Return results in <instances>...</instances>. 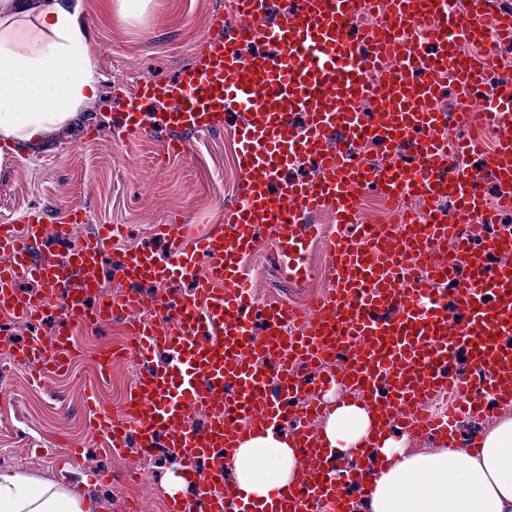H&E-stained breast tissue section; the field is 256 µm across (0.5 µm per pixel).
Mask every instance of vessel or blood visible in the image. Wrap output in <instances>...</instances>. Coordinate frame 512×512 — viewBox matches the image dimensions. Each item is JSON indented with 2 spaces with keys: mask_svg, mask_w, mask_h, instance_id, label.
<instances>
[{
  "mask_svg": "<svg viewBox=\"0 0 512 512\" xmlns=\"http://www.w3.org/2000/svg\"><path fill=\"white\" fill-rule=\"evenodd\" d=\"M280 23L267 25V0H234V23L210 19L212 36L199 40L198 59L176 81L128 87L114 137L161 132L159 156H187V137L224 130L237 115L236 161L242 198L226 206L222 223L194 231L174 219L153 227L148 243L128 249L115 269L128 291L107 293L100 261L125 232L100 224L81 249L35 253L41 219L0 223V314L39 325L54 317L53 335L22 344L0 339L12 368L31 382L65 373L77 347L76 329L123 318L132 354L141 359L120 411L104 409L97 390L111 376L115 350L98 356L95 387L86 395L89 430L102 447L119 452L137 439L143 453L166 445L185 464V491L167 496V512H253L217 456L236 448L245 432L294 423L298 482L272 497L267 512H349L348 488L365 491L384 437L435 438L455 443L457 425L512 404V229L486 243L469 224H495L484 180L512 204V82L502 80L498 44L512 41V14L493 0H375L365 24L360 0H293ZM252 47L245 58L243 47ZM455 82L472 120L499 137L485 170L459 163L481 152L472 139L449 142L438 108ZM370 111H363V103ZM375 145L387 164L368 161ZM315 179H287L297 162ZM400 204L395 223L366 224L365 195ZM455 203L454 212L440 206ZM332 216L335 228L310 223ZM320 238L332 286L313 302L297 334L286 304L257 303L245 261L261 242L288 259L296 283L309 276L303 239ZM449 247L434 260L436 246ZM191 281L175 299L143 297L132 284ZM37 280L43 293L22 292ZM455 285L447 295L446 285ZM262 331H255V320ZM465 354L471 373L461 372ZM164 366H155L156 356ZM359 397L379 415L373 440L351 449L343 482L326 476L334 461L314 422L324 392ZM446 393L443 412L430 400ZM206 420L196 424L194 414Z\"/></svg>",
  "mask_w": 512,
  "mask_h": 512,
  "instance_id": "1",
  "label": "vessel or blood"
}]
</instances>
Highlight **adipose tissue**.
<instances>
[{
	"label": "adipose tissue",
	"instance_id": "obj_1",
	"mask_svg": "<svg viewBox=\"0 0 512 512\" xmlns=\"http://www.w3.org/2000/svg\"><path fill=\"white\" fill-rule=\"evenodd\" d=\"M99 47L89 35L85 0H0V142L26 150L69 126L95 99ZM319 424L326 445L345 456L369 436L374 419L363 402L327 393ZM358 512H512V408L497 412L477 452L412 448L408 436L386 438ZM244 500L268 502L294 483L298 455L286 432L247 433L226 456ZM69 486L0 471V512H94Z\"/></svg>",
	"mask_w": 512,
	"mask_h": 512
}]
</instances>
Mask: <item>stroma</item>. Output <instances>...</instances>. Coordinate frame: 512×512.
<instances>
[{
	"label": "stroma",
	"mask_w": 512,
	"mask_h": 512,
	"mask_svg": "<svg viewBox=\"0 0 512 512\" xmlns=\"http://www.w3.org/2000/svg\"><path fill=\"white\" fill-rule=\"evenodd\" d=\"M90 35L101 47L103 79L94 103L85 107L73 127L34 144L0 167V222L26 223L40 214L46 224L61 221L70 211L86 210L88 221L76 225L72 245L84 243L98 224H125L132 233L106 257L116 264L125 249L146 241L150 227L175 213L191 222L220 223L225 203L241 194L242 176L235 164L231 135H197L189 140L185 158L160 162L158 135L143 134L121 141L112 122L120 102L112 94L114 79L129 84L169 81L195 63V44L210 35L212 13L229 9L230 0H156L146 23L109 25L98 13L99 0H86ZM252 286L260 299L298 303L303 292L284 274L271 246L264 245L251 261ZM12 388L0 398V449H10L13 466L22 473L62 481L97 501L101 512H126L130 496H138L145 512H163L162 462L141 469L143 478L130 487L124 475L134 454H106L83 425L84 374L66 382L48 377L41 385L27 382L24 371L7 378ZM75 444L81 455L65 467L47 466L57 449ZM112 482L95 479L101 469Z\"/></svg>",
	"instance_id": "35a3bbf8"
}]
</instances>
